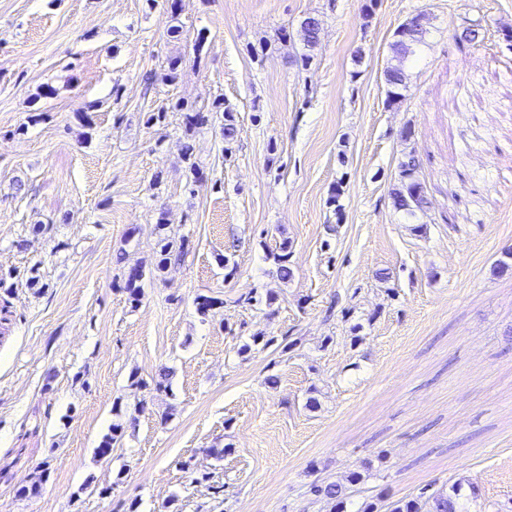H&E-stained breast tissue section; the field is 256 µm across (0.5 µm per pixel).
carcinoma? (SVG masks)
<instances>
[{
    "instance_id": "cac0c4a2",
    "label": "carcinoma",
    "mask_w": 512,
    "mask_h": 512,
    "mask_svg": "<svg viewBox=\"0 0 512 512\" xmlns=\"http://www.w3.org/2000/svg\"><path fill=\"white\" fill-rule=\"evenodd\" d=\"M427 34L428 29L422 24L408 30L406 33L399 28L395 30L391 49L398 60V64L388 67L385 71V80L388 86V105H398L405 99L406 76L402 67L403 60L419 51V47L425 44ZM213 108L216 110L224 109V139H233L237 134L236 117L233 109L228 106L223 108L219 103L213 105ZM173 109L182 112L183 125L187 132L202 128L210 122L211 111L209 110L193 109L182 103L175 104ZM419 171L420 160L415 151L410 150L404 154L399 162L398 181L392 189L395 209L403 212L409 221L416 219L418 213L424 211L429 204L426 187L420 178ZM156 230L159 235V260L155 270L161 273L168 266L178 264L184 260L189 252V240L183 236L176 238L167 234L166 227L163 224L156 225ZM269 257L277 265V272L281 279L286 280L292 276L293 271L289 266L290 246L288 239L285 238L279 242L278 246L270 252ZM142 279L143 271L139 266L132 265L127 268L120 289L127 295V299L132 304L141 300ZM194 303L198 314L204 318L209 316L210 312L215 310L216 307L222 305V302L218 299L201 294L195 297ZM130 386L141 391L163 392L167 389V373L162 369L148 380L134 374L130 377ZM146 409L147 402L142 399L137 402L134 413L129 415L127 420L113 423L111 432L102 438L98 448H96L97 456L104 458L112 455V448L124 435L125 429L135 422L137 414L145 412ZM48 477V468L45 467L29 484L20 488V494L25 497L39 495ZM362 481L363 476L359 472L353 471L348 476L347 483H315L311 485L310 493L322 500L329 508V512H348L347 504L354 502L356 498L362 499L356 512H464L460 494L455 488L449 491L436 490L431 493L423 490L415 496L392 501L378 497L368 501L365 499L364 488L360 487Z\"/></svg>"
}]
</instances>
